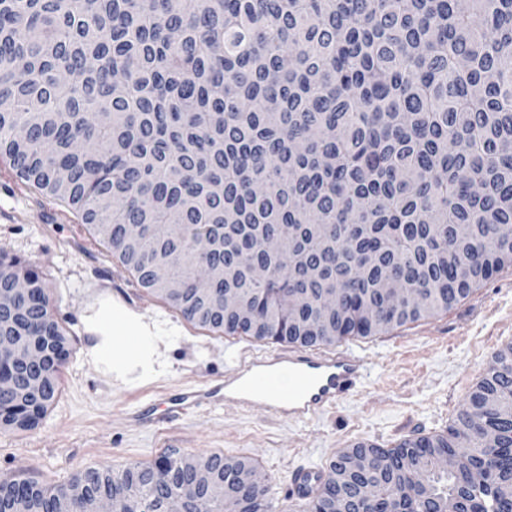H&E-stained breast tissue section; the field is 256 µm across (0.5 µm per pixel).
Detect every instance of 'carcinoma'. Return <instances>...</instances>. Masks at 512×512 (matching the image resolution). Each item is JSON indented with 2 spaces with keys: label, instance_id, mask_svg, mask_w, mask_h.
Returning a JSON list of instances; mask_svg holds the SVG:
<instances>
[{
  "label": "carcinoma",
  "instance_id": "cac0c4a2",
  "mask_svg": "<svg viewBox=\"0 0 512 512\" xmlns=\"http://www.w3.org/2000/svg\"><path fill=\"white\" fill-rule=\"evenodd\" d=\"M0 158L202 327L301 347L379 335L512 266V0H0ZM159 264L178 292L154 280ZM205 264L224 278L199 282ZM21 268L1 260L0 288L46 294ZM228 292L248 319L222 307ZM34 309L45 356L0 398L1 429L38 426L70 354L48 302ZM463 439L474 466L498 456L500 481L426 458ZM365 453L410 456L416 496L352 471ZM181 459L52 488L4 476L0 512H92L114 491L130 512H184ZM204 461L224 481L213 512H236L234 479L255 465ZM511 473L512 345L448 430L343 450L304 512L355 504L368 480L404 512H503ZM250 510L273 512L267 490Z\"/></svg>",
  "mask_w": 512,
  "mask_h": 512
}]
</instances>
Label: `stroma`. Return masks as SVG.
Masks as SVG:
<instances>
[{
    "label": "stroma",
    "instance_id": "stroma-1",
    "mask_svg": "<svg viewBox=\"0 0 512 512\" xmlns=\"http://www.w3.org/2000/svg\"><path fill=\"white\" fill-rule=\"evenodd\" d=\"M0 250L41 272L70 344L59 396L39 425L0 430V474L20 473L47 487L91 468L151 463L166 451L218 453L255 463L275 512H301L287 496L294 466L325 467L360 442L392 448L446 431L495 355L512 343V267H506L449 311L350 339L366 355L370 376L317 418L272 421L262 409L244 412L220 403L145 427L130 420L132 410L222 383L224 365L236 353L269 352L273 343L188 321L142 288L77 211L17 177L2 159ZM119 310L152 327V369L121 360V342L110 327ZM106 339L111 356L93 360L89 345Z\"/></svg>",
    "mask_w": 512,
    "mask_h": 512
}]
</instances>
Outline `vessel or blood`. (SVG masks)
Segmentation results:
<instances>
[{
	"label": "vessel or blood",
	"instance_id": "obj_1",
	"mask_svg": "<svg viewBox=\"0 0 512 512\" xmlns=\"http://www.w3.org/2000/svg\"><path fill=\"white\" fill-rule=\"evenodd\" d=\"M367 374L365 357L349 347L243 351L225 368L221 384L179 392L167 404L179 415L224 401L243 409L261 407L274 420L306 421L334 409Z\"/></svg>",
	"mask_w": 512,
	"mask_h": 512
}]
</instances>
